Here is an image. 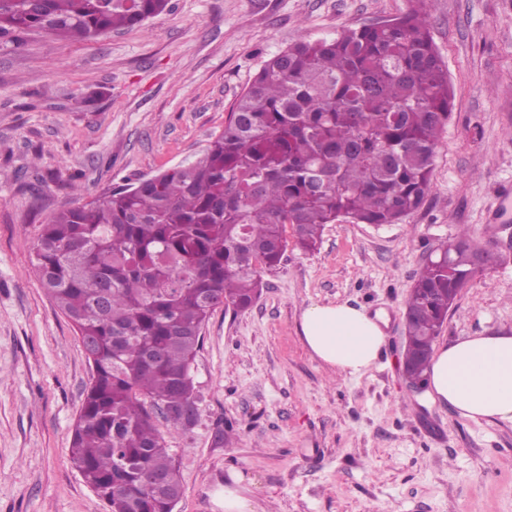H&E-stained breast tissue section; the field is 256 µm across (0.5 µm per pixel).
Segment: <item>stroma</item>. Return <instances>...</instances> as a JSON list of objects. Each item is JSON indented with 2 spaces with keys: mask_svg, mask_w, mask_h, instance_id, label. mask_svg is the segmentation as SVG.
Segmentation results:
<instances>
[{
  "mask_svg": "<svg viewBox=\"0 0 512 512\" xmlns=\"http://www.w3.org/2000/svg\"><path fill=\"white\" fill-rule=\"evenodd\" d=\"M171 4L93 42L0 41V512H108L70 458L91 368L35 271L42 224L195 161L289 44L412 7ZM429 22L454 107L425 202L398 224L325 225L314 250L288 246L249 309H214L192 368L194 424L156 420L182 478L174 512H224L234 474L260 512H512V423L463 418L400 374L410 290L461 226L501 241L504 259L463 289L436 343L512 331V207L497 196L512 182V0H433ZM312 301L380 316L377 362L345 377L313 358L298 333Z\"/></svg>",
  "mask_w": 512,
  "mask_h": 512,
  "instance_id": "obj_1",
  "label": "stroma"
}]
</instances>
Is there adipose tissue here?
Instances as JSON below:
<instances>
[{
  "label": "adipose tissue",
  "mask_w": 512,
  "mask_h": 512,
  "mask_svg": "<svg viewBox=\"0 0 512 512\" xmlns=\"http://www.w3.org/2000/svg\"><path fill=\"white\" fill-rule=\"evenodd\" d=\"M298 330L313 357L347 376L370 368L385 343L377 320L345 302H310ZM429 379V398L462 417L512 422V333L467 336L441 346L431 359Z\"/></svg>",
  "instance_id": "1"
}]
</instances>
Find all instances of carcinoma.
Wrapping results in <instances>:
<instances>
[{"mask_svg":"<svg viewBox=\"0 0 512 512\" xmlns=\"http://www.w3.org/2000/svg\"><path fill=\"white\" fill-rule=\"evenodd\" d=\"M169 0H0V39L83 42L132 29ZM299 40L265 61L196 161L57 212L34 245L42 287L90 346L71 458L109 512H173L178 468L156 424L194 422L191 369L213 309H249L265 270L340 218L397 224L431 188L451 117L428 5ZM468 228L421 269L405 311L412 374L476 274ZM162 477L158 490L147 482Z\"/></svg>","mask_w":512,"mask_h":512,"instance_id":"carcinoma-1","label":"carcinoma"}]
</instances>
